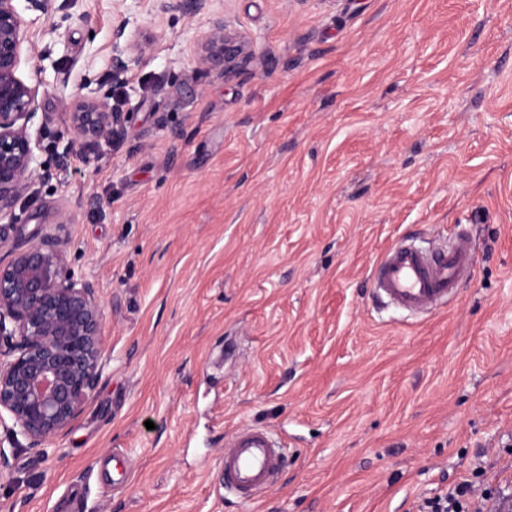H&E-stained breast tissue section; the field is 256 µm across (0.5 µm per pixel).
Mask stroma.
<instances>
[{
	"label": "stroma",
	"mask_w": 512,
	"mask_h": 512,
	"mask_svg": "<svg viewBox=\"0 0 512 512\" xmlns=\"http://www.w3.org/2000/svg\"><path fill=\"white\" fill-rule=\"evenodd\" d=\"M121 11L153 45L115 86ZM219 14L254 42L230 76L195 64ZM29 40L48 50L19 74L42 70L50 175L16 210L96 281L106 364L45 451L0 427V512H416L470 478L487 512L512 507V0H213L193 17L54 0ZM83 83L128 120L61 170ZM462 230L475 271L446 307L407 317L373 293L396 242ZM250 424L288 455L242 505L222 460Z\"/></svg>",
	"instance_id": "35a3bbf8"
}]
</instances>
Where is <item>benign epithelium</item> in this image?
<instances>
[{
    "instance_id": "7a95c632",
    "label": "benign epithelium",
    "mask_w": 512,
    "mask_h": 512,
    "mask_svg": "<svg viewBox=\"0 0 512 512\" xmlns=\"http://www.w3.org/2000/svg\"><path fill=\"white\" fill-rule=\"evenodd\" d=\"M17 0H0V249L10 260L0 263V424L10 419V433L22 436L31 449L50 445L74 420L104 365L101 326L104 309L94 284L71 269L66 249L51 235L28 236L17 246L10 234L24 225L16 203L36 179L49 176L38 159L51 118L37 116L41 79L30 84L18 75L29 28L48 18L53 0H25L26 19ZM212 0H159L160 11L193 15ZM129 20L118 14L112 30L115 84L126 83L130 66L150 52L152 40L125 36ZM254 54L244 33L215 17L200 39L197 68L215 58L224 73L235 72ZM127 113L112 109L90 90L75 96L68 121L71 138L58 155L57 167L92 142L114 137Z\"/></svg>"
}]
</instances>
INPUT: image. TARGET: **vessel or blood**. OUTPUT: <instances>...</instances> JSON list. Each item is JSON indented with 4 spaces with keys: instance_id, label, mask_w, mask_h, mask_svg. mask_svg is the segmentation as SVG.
Instances as JSON below:
<instances>
[{
    "instance_id": "obj_1",
    "label": "vessel or blood",
    "mask_w": 512,
    "mask_h": 512,
    "mask_svg": "<svg viewBox=\"0 0 512 512\" xmlns=\"http://www.w3.org/2000/svg\"><path fill=\"white\" fill-rule=\"evenodd\" d=\"M474 252L467 236L445 251L426 253L398 243L383 256L373 280L376 294L407 311L426 313L445 303L468 279ZM280 439L261 426L245 425L224 450V488L240 503L251 502L270 488L284 465Z\"/></svg>"
}]
</instances>
